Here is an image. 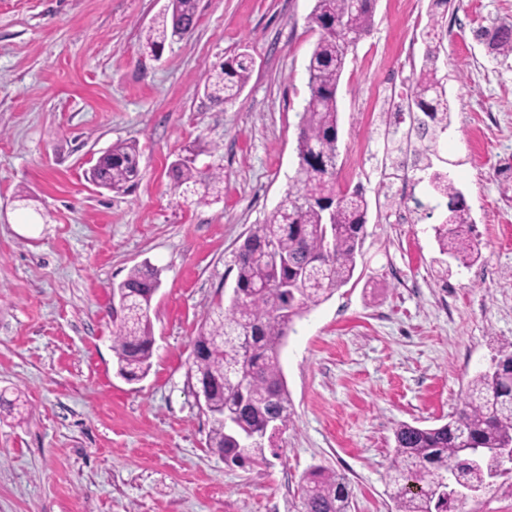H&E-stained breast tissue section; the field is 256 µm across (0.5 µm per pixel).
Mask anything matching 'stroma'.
<instances>
[{
	"instance_id": "35a3bbf8",
	"label": "stroma",
	"mask_w": 512,
	"mask_h": 512,
	"mask_svg": "<svg viewBox=\"0 0 512 512\" xmlns=\"http://www.w3.org/2000/svg\"><path fill=\"white\" fill-rule=\"evenodd\" d=\"M167 0H0V512H296L303 476L345 475L351 512H394L387 470L402 423L435 427L512 339V57L491 60L482 28L512 0H451L437 60L452 118L431 168L404 170L409 92L432 0H375L338 93L336 187L369 202L350 282L296 320L281 351L292 420L263 462L208 446L211 419L187 371L207 313L229 304L234 254L271 215L297 165V125L318 38L315 0H198L193 31L160 57L141 35ZM251 78L231 103L203 86L229 57ZM136 144L127 192L88 172ZM224 174L196 204L171 164ZM465 198L482 256L440 254L446 215L431 176ZM150 262L148 374L117 372L113 290ZM465 512H512V471Z\"/></svg>"
}]
</instances>
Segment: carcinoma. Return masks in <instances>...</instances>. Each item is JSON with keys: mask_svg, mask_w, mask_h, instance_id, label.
<instances>
[{"mask_svg": "<svg viewBox=\"0 0 512 512\" xmlns=\"http://www.w3.org/2000/svg\"><path fill=\"white\" fill-rule=\"evenodd\" d=\"M373 20L371 0L360 8L352 0H315L312 23L319 39L310 55L309 97L299 115L298 169L283 200L256 224L234 256L236 282L228 308L217 307L193 339L188 377L212 384V426L208 445L224 461L243 465L265 458L272 431L288 427L292 404L285 387L280 353L295 319L328 300L353 277L361 251L368 201L359 190H336L338 157L337 90L351 47L349 37L365 36ZM197 21V0H169L149 26L145 48L154 55L165 42L188 34ZM493 59L512 55V23L480 32ZM439 46L427 49L415 76L410 100L428 144L419 160L436 147L448 128L449 104L438 77ZM251 77L247 56L229 58L207 76L204 91L214 104L237 98ZM174 186L201 203L221 193L223 172L198 168L181 158L171 167ZM140 176L134 144L117 143L89 171L100 187L121 193ZM448 199V215L436 228L440 252L466 265L480 257L470 216L450 180L435 176ZM159 271L145 261L134 266L123 285L132 290L113 341L118 373L135 379L148 373L154 339L149 318ZM512 454V340L498 350L491 368L468 384L461 407L437 427L402 423L394 431L388 470L396 512H463L470 495L491 486L506 472ZM346 478L316 468L303 480L298 512H350Z\"/></svg>", "mask_w": 512, "mask_h": 512, "instance_id": "carcinoma-1", "label": "carcinoma"}]
</instances>
